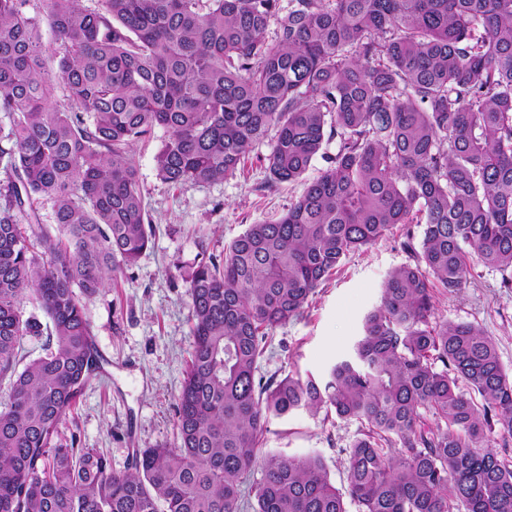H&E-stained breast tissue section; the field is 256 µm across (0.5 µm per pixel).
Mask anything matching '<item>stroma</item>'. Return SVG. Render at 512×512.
Wrapping results in <instances>:
<instances>
[{"label": "stroma", "instance_id": "35a3bbf8", "mask_svg": "<svg viewBox=\"0 0 512 512\" xmlns=\"http://www.w3.org/2000/svg\"><path fill=\"white\" fill-rule=\"evenodd\" d=\"M167 133L156 129L138 144L134 158L143 203L153 221L150 248L118 284L87 299L86 315L101 355V367L84 388L75 412L61 425L62 440L77 436L83 448L103 450L112 467L127 470L138 448L173 442L175 398L192 338L187 320L184 270L200 251L222 253L248 225L284 214L303 182L263 188L268 143L249 153L241 174L205 185L175 187L161 180L155 156ZM421 235V225H413ZM397 226L372 246L351 253L317 288L304 314L278 327L272 352L259 365L265 377L327 374L349 357L363 334L365 316L381 301L383 284L412 257ZM498 271L475 265L460 293L437 294L436 314L482 328L497 345L512 374V291L501 288ZM364 430L356 420L322 419L300 412L268 424L264 451L319 454L336 487L347 485L346 451Z\"/></svg>", "mask_w": 512, "mask_h": 512}]
</instances>
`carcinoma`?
Listing matches in <instances>:
<instances>
[{
  "instance_id": "obj_1",
  "label": "carcinoma",
  "mask_w": 512,
  "mask_h": 512,
  "mask_svg": "<svg viewBox=\"0 0 512 512\" xmlns=\"http://www.w3.org/2000/svg\"><path fill=\"white\" fill-rule=\"evenodd\" d=\"M279 11L0 0V512H348L347 495L359 512H512L497 451L512 443V377L488 334L433 303L475 263L512 288V0H288L269 39ZM157 127L173 186L236 176L273 130L265 188L326 167L280 218L187 271L177 444L116 471L57 438L98 363L85 300L151 242L133 151ZM399 224L424 225L420 247L406 232L413 262L389 273L353 355L323 380L259 375L274 331ZM29 293L52 328L21 367L23 338L42 335ZM300 411L364 423L348 493L318 455L262 453L269 419Z\"/></svg>"
}]
</instances>
